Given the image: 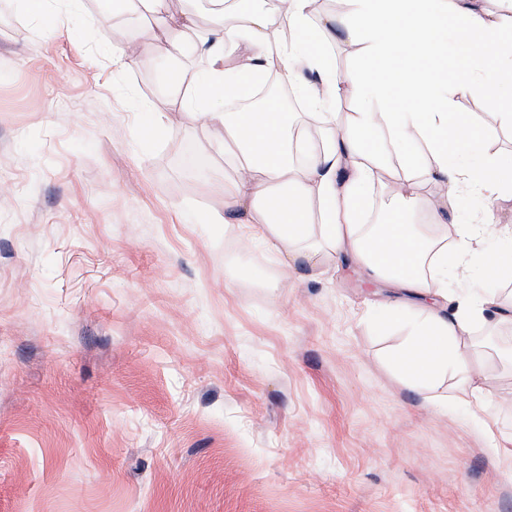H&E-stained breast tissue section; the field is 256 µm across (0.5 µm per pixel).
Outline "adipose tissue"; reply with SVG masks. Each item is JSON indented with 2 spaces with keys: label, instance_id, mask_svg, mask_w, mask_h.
<instances>
[{
  "label": "adipose tissue",
  "instance_id": "ef3b65f1",
  "mask_svg": "<svg viewBox=\"0 0 512 512\" xmlns=\"http://www.w3.org/2000/svg\"><path fill=\"white\" fill-rule=\"evenodd\" d=\"M313 2L279 0L277 8L242 14L228 0H210L213 27L202 41L208 65L177 105L193 123L220 129L213 148L234 170L224 210L209 221L236 225L242 239H260L285 264L343 256L415 295L419 315L388 366L414 390L445 379L449 403L482 402L478 369L486 358L472 336L512 327V306L492 287L512 277V252L484 258L490 289L461 297L453 311L440 300L449 273L467 269L492 224V203L512 198V155L483 153L475 169L453 161L452 144H473L480 135L469 119L455 117L440 64L453 51L512 69V2L494 13L466 0H347L346 10L319 15ZM314 27L322 34L317 42L308 38ZM329 37L372 69L338 75ZM230 43L238 50L233 58ZM269 74L291 81L304 102L298 124L272 104L225 111L226 98ZM342 98L354 100L356 111H337ZM389 172L401 182L398 210L385 223H362L369 189ZM430 187L436 194L427 203ZM471 197L485 202L477 223H456ZM423 208L430 223L403 222V213Z\"/></svg>",
  "mask_w": 512,
  "mask_h": 512
}]
</instances>
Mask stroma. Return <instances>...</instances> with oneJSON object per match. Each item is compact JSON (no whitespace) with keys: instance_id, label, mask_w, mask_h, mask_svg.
<instances>
[{"instance_id":"35a3bbf8","label":"stroma","mask_w":512,"mask_h":512,"mask_svg":"<svg viewBox=\"0 0 512 512\" xmlns=\"http://www.w3.org/2000/svg\"><path fill=\"white\" fill-rule=\"evenodd\" d=\"M99 6L0 0V512H512V338L483 409L430 408L386 363L405 328L376 318L408 292L205 223L231 170L168 82L205 65L202 0H169L194 14L183 52L130 65L157 23ZM483 96L458 89V115L512 149V102ZM184 142L208 177L172 165Z\"/></svg>"}]
</instances>
